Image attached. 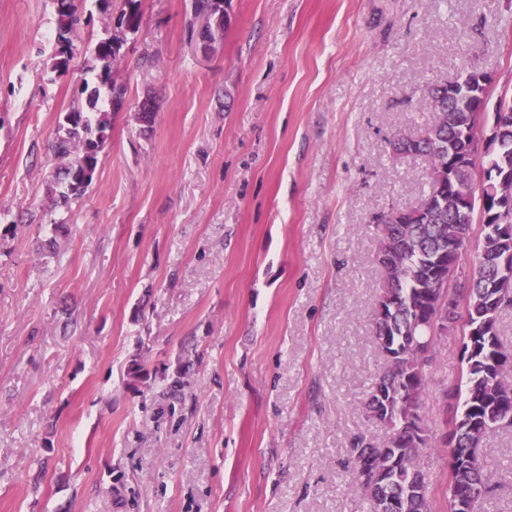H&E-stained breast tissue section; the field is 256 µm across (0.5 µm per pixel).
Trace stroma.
<instances>
[{
	"label": "stroma",
	"mask_w": 512,
	"mask_h": 512,
	"mask_svg": "<svg viewBox=\"0 0 512 512\" xmlns=\"http://www.w3.org/2000/svg\"><path fill=\"white\" fill-rule=\"evenodd\" d=\"M140 14L112 71L128 106L65 208L50 145L71 108L108 110L112 22L79 0L60 74L56 0H0V512H370L347 470L354 435L385 434L363 407L384 365L370 219L429 171L390 142L464 63L512 94V0H231L207 46L190 0ZM461 342L426 368L438 436ZM481 455L512 512V430Z\"/></svg>",
	"instance_id": "1"
}]
</instances>
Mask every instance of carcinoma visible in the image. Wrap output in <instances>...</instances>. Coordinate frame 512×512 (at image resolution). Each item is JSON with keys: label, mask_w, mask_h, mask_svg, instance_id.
Returning a JSON list of instances; mask_svg holds the SVG:
<instances>
[{"label": "carcinoma", "mask_w": 512, "mask_h": 512, "mask_svg": "<svg viewBox=\"0 0 512 512\" xmlns=\"http://www.w3.org/2000/svg\"><path fill=\"white\" fill-rule=\"evenodd\" d=\"M56 49L50 67L65 73L72 59V35L78 23L75 0H59ZM141 0H122L117 21L135 31L140 23ZM120 51L112 37L93 49L94 68L109 90L110 109L91 117L79 110L64 116V133L51 145L59 162L58 176L48 184L55 204L67 206L92 183L99 153L112 129V118L126 109V91L112 81ZM453 100L448 85L429 89L427 106L436 119L418 137L391 142L396 154L421 155L431 165L429 189L413 204L372 217L376 227V260L384 273L377 303L386 314L373 316L375 340L385 367L365 402L370 417L386 429L378 442L355 436L348 464L352 488L369 503L371 512H431L429 481L420 458L430 448L447 449L448 485L463 495L465 508L449 512H487L489 477L479 450L496 430L512 427V354L502 349L501 312L512 308V217H500L494 195L485 204L457 186L471 183L472 169L457 167L448 153L454 142L461 154L477 156L478 131L491 101L486 71L462 67L455 76ZM493 110L505 123L486 143L480 164L487 180L512 181V98L497 100ZM482 226L481 248L475 274L465 298L460 382L465 397L459 415L436 444L417 414L426 386L424 369L437 344L436 326L448 299L456 298L451 283L463 257L459 237L470 238L474 221Z\"/></svg>", "instance_id": "obj_1"}]
</instances>
